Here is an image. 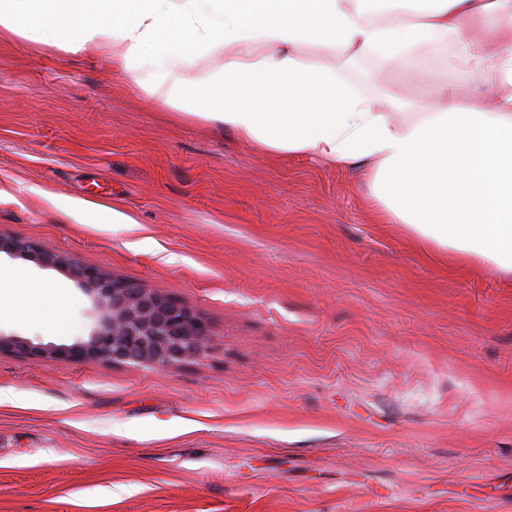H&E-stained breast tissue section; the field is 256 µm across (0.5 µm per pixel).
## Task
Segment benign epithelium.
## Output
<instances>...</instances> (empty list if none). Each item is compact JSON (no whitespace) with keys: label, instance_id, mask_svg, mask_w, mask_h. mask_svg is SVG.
Instances as JSON below:
<instances>
[{"label":"benign epithelium","instance_id":"1","mask_svg":"<svg viewBox=\"0 0 512 512\" xmlns=\"http://www.w3.org/2000/svg\"><path fill=\"white\" fill-rule=\"evenodd\" d=\"M1 253L73 280L91 302L93 326L87 337L61 345L0 333V355L33 364L94 360L164 368L207 349L208 326L184 301L80 264L29 238L0 234Z\"/></svg>","mask_w":512,"mask_h":512}]
</instances>
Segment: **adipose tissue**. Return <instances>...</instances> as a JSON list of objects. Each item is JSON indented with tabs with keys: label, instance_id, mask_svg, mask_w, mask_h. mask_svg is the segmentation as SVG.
I'll return each instance as SVG.
<instances>
[{
	"label": "adipose tissue",
	"instance_id": "1",
	"mask_svg": "<svg viewBox=\"0 0 512 512\" xmlns=\"http://www.w3.org/2000/svg\"><path fill=\"white\" fill-rule=\"evenodd\" d=\"M0 0V38L108 54L168 105L259 153L370 170L380 218L422 242L512 270V0ZM385 62L443 57L436 102L353 89L301 50ZM223 53L186 99L184 72ZM483 88L462 98L461 83ZM413 105L410 121L397 119Z\"/></svg>",
	"mask_w": 512,
	"mask_h": 512
}]
</instances>
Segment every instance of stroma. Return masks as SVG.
Masks as SVG:
<instances>
[{"label":"stroma","instance_id":"35a3bbf8","mask_svg":"<svg viewBox=\"0 0 512 512\" xmlns=\"http://www.w3.org/2000/svg\"><path fill=\"white\" fill-rule=\"evenodd\" d=\"M366 95L433 100L438 58ZM119 220L77 219L76 202ZM370 177L266 156L111 61L0 41V234L187 301L204 354L166 368L0 355V512H512V273L376 221ZM0 296V332L69 344L63 273ZM48 304V317L31 308Z\"/></svg>","mask_w":512,"mask_h":512}]
</instances>
